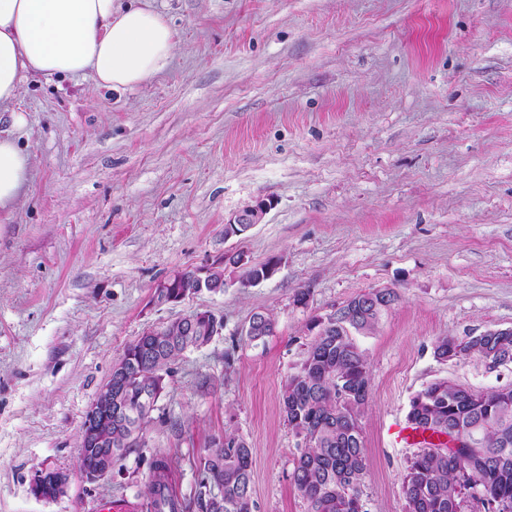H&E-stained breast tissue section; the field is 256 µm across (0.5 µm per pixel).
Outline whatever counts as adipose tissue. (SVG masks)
Returning a JSON list of instances; mask_svg holds the SVG:
<instances>
[{"instance_id": "obj_1", "label": "adipose tissue", "mask_w": 512, "mask_h": 512, "mask_svg": "<svg viewBox=\"0 0 512 512\" xmlns=\"http://www.w3.org/2000/svg\"><path fill=\"white\" fill-rule=\"evenodd\" d=\"M176 32L149 0H0V110L14 128L15 105L32 76L92 75L98 86L131 89L169 64ZM32 176V158L12 132L0 131V213H11Z\"/></svg>"}]
</instances>
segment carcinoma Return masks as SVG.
I'll return each instance as SVG.
<instances>
[{"mask_svg":"<svg viewBox=\"0 0 512 512\" xmlns=\"http://www.w3.org/2000/svg\"><path fill=\"white\" fill-rule=\"evenodd\" d=\"M199 291L193 270L173 274L169 287L156 289L160 302H177ZM360 314L354 329L372 330L382 314L378 298L361 295L347 303ZM273 319L257 313L249 323V339L260 341L272 333ZM213 337L184 335L175 322L154 336H139L127 344L112 366V401L135 402L156 384L168 366L184 353L208 345ZM439 362L477 357L484 362L512 363V334L466 340L454 336L437 339L433 348ZM370 377L367 361L352 336L337 330L316 334L305 356L284 382L280 411L284 421L306 438L294 461L292 483L307 505V512H364L366 449L362 418L368 404ZM411 428L440 435L464 428L474 436L467 449L478 465L472 484L465 485L448 451L431 453L424 441L421 453L407 459L402 480L404 512H512V384L487 391L445 378L436 379L410 401ZM146 423L112 425L103 435L112 438L116 460L141 448L139 434ZM201 458L204 478L194 505L178 497L172 463L165 455L151 462L146 484L148 512H255L252 496V451L244 438L224 432Z\"/></svg>","mask_w":512,"mask_h":512,"instance_id":"cac0c4a2","label":"carcinoma"}]
</instances>
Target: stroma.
<instances>
[{"label": "stroma", "instance_id": "obj_1", "mask_svg": "<svg viewBox=\"0 0 512 512\" xmlns=\"http://www.w3.org/2000/svg\"><path fill=\"white\" fill-rule=\"evenodd\" d=\"M150 3L177 34L165 71L126 91L35 77L17 103L33 179L0 214V512L146 504L158 454L193 500L227 431L252 450L256 512H306L281 387L313 321L376 288L398 299L354 336L371 377L363 503L403 512L414 448L390 428L411 398L438 378L512 384V364L433 355L442 336L512 329V0ZM236 250L276 274L244 287L229 268L223 291L157 301ZM198 309L223 330L171 363L145 447L85 480L81 424L125 345ZM257 312L275 327L252 342ZM44 463L72 475L52 501L30 492ZM207 269L203 270H185L176 272L173 274V277L171 278L169 282L168 288H163V284L159 285V288H156V296L157 300L160 302H178L180 298L183 296H190L195 294L196 292H199L198 288V280L196 277L201 279V281L204 279V274H207Z\"/></svg>", "mask_w": 512, "mask_h": 512}]
</instances>
